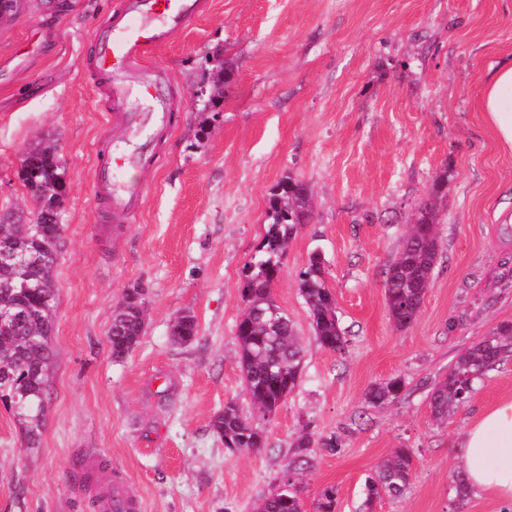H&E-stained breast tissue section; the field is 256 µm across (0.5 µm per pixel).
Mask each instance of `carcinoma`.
Masks as SVG:
<instances>
[{"label": "carcinoma", "mask_w": 512, "mask_h": 512, "mask_svg": "<svg viewBox=\"0 0 512 512\" xmlns=\"http://www.w3.org/2000/svg\"><path fill=\"white\" fill-rule=\"evenodd\" d=\"M25 155L30 164L20 167L18 178L37 204L33 217H9L0 224V252L13 260L0 264V401L14 415L26 447H40L50 399V371L54 360L52 336L57 312V266L62 225L52 221L64 198L58 193L42 195L44 185L64 186V171L55 145L37 142ZM448 186V170L434 181L431 191L411 214V227L400 250L386 271L384 282L388 316L398 328L407 327L418 315L431 283L439 247L435 224L439 223V201ZM308 184L290 175L272 189L264 235L258 258L243 267L241 296L245 312L235 325L239 367L245 391L258 415H243L229 400L213 420V429L229 451H252L265 447L264 422L298 387L305 351L295 325L276 303L272 285L278 277L288 243L311 213ZM298 288L307 305L315 340L332 352L345 349L346 337L336 312V299L324 277L321 257L314 254L299 274ZM145 312L140 293L127 292L112 317L109 343L112 358L119 361L143 335ZM198 335V324L189 312L175 316L171 336L189 344ZM512 359V324L502 323L477 338L438 381L429 396L432 417L445 421L466 408L477 385L501 362ZM403 389L399 378L372 384L365 401L379 407L395 399ZM314 440L303 434L288 462L277 490L266 497L258 512H302L299 476L309 468L307 450ZM413 454L408 448L394 449L365 480V509L384 497H398L410 487ZM450 490L460 502L470 497L462 470L449 475ZM315 512H336V489L326 487L315 504Z\"/></svg>", "instance_id": "obj_1"}]
</instances>
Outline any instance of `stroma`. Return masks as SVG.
Listing matches in <instances>:
<instances>
[{"instance_id": "1", "label": "stroma", "mask_w": 512, "mask_h": 512, "mask_svg": "<svg viewBox=\"0 0 512 512\" xmlns=\"http://www.w3.org/2000/svg\"><path fill=\"white\" fill-rule=\"evenodd\" d=\"M122 2L24 0L0 25V213L34 212L17 171L40 140L56 141L68 185L46 425L27 449L0 405V512H98L106 481L142 512H255L304 430L339 444L311 449L305 512L328 486L336 512H362L366 477L399 447L414 453L411 487L372 512H499L484 495L454 502L448 477L463 463L458 433L512 397V361L448 422L433 420L428 397L477 337L512 322V155L480 110L488 67L512 55V0H204L154 54L179 119L127 175L140 208L115 217L93 195V171L123 129L103 110L89 36L120 19ZM229 57L237 72L215 107L212 78ZM443 170L438 263L416 320L399 329L384 271ZM287 175L313 202L273 288L302 338V380L266 421V446L233 453L212 422L230 399L252 410L234 338L239 285ZM314 252L347 339L340 353L315 340L299 292ZM133 289L146 329L117 362L112 316ZM184 311L198 335L177 344L170 326ZM393 377L400 395L368 406L370 385Z\"/></svg>"}]
</instances>
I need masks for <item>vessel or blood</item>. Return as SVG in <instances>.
<instances>
[{"mask_svg": "<svg viewBox=\"0 0 512 512\" xmlns=\"http://www.w3.org/2000/svg\"><path fill=\"white\" fill-rule=\"evenodd\" d=\"M201 0H126L125 19L96 29L94 69L105 88V111L114 113L128 132L96 164L93 190L111 214L134 212L141 192L121 181L123 171L139 167L152 148L156 126L173 115L165 92L168 72L151 61L154 51L201 12ZM99 512H140L139 500L104 490Z\"/></svg>", "mask_w": 512, "mask_h": 512, "instance_id": "obj_1", "label": "vessel or blood"}]
</instances>
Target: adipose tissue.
<instances>
[{
    "label": "adipose tissue",
    "instance_id": "adipose-tissue-1",
    "mask_svg": "<svg viewBox=\"0 0 512 512\" xmlns=\"http://www.w3.org/2000/svg\"><path fill=\"white\" fill-rule=\"evenodd\" d=\"M480 107L502 152L512 153V56L491 65ZM466 480L475 494L512 505V398L481 411L459 434Z\"/></svg>",
    "mask_w": 512,
    "mask_h": 512
}]
</instances>
